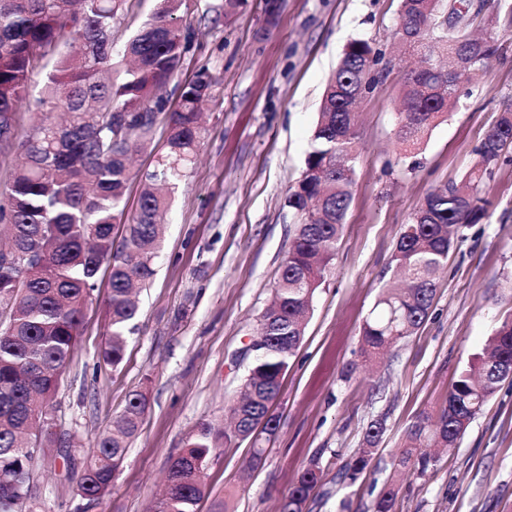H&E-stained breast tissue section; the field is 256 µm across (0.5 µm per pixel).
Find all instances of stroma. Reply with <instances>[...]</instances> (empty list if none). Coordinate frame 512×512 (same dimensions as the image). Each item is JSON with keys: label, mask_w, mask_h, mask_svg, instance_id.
Returning <instances> with one entry per match:
<instances>
[{"label": "stroma", "mask_w": 512, "mask_h": 512, "mask_svg": "<svg viewBox=\"0 0 512 512\" xmlns=\"http://www.w3.org/2000/svg\"><path fill=\"white\" fill-rule=\"evenodd\" d=\"M399 0H283L264 31L263 0L226 12L224 0H182L191 39L181 77L200 66L214 77L203 106L201 149L174 191L156 273L139 294L140 313L119 368L100 361L107 339V280L83 310L73 359L57 391V430L82 439L54 448L36 473L45 512H149L171 461L205 422L221 424L246 373L236 354L256 336L297 218L285 203L311 149L324 86L347 43L369 41L390 69L359 104L353 199L333 266L313 299L304 339L272 412L278 431L250 467L249 442L210 466L211 498L233 512H276L298 473L323 471L305 512H369L420 412L437 413L460 369L512 311V150L488 181L483 223L464 232L440 272L429 316L380 359L368 360L360 329L393 274L404 224L430 189L460 180L473 150L512 103V32L491 34L499 50L461 84L457 105L435 122L413 157L397 131V102L413 59L395 57L390 34ZM149 405L110 493L93 506L74 474L85 442L109 428L129 394ZM383 434L367 469L343 479L368 425ZM395 512H512V383H502L459 446L424 476L401 481Z\"/></svg>", "instance_id": "1"}]
</instances>
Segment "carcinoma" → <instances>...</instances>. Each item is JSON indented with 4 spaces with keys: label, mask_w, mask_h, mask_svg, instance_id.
Returning a JSON list of instances; mask_svg holds the SVG:
<instances>
[{
    "label": "carcinoma",
    "mask_w": 512,
    "mask_h": 512,
    "mask_svg": "<svg viewBox=\"0 0 512 512\" xmlns=\"http://www.w3.org/2000/svg\"><path fill=\"white\" fill-rule=\"evenodd\" d=\"M182 0L135 22L132 0H0V136L20 163L0 191V234L19 254L43 258L19 285L0 263V512H42L35 484L39 454L68 448L57 434L56 393L75 351L84 305L109 269L108 339L102 360L114 368L125 357L127 336L138 315L133 290L154 274L160 249L158 218L167 189L181 177L204 139L200 106L212 97L213 79L201 66L180 88L175 108L159 90L175 81L191 49L177 16ZM471 0H401L392 33L396 49L424 54L425 65L403 84L398 137L416 143L456 106L458 79L497 51L488 39L469 35ZM119 17L135 24L120 54L112 32ZM491 27L512 28V0H494ZM382 54L355 39L329 78L302 176L286 203L298 223L282 261L271 305L259 320V355L228 406L232 426L209 423L172 462L165 493L154 512H197L209 493L208 469L221 448L275 435L270 413L282 379L305 336L316 290L332 267L353 197L358 136L355 108L384 74ZM46 72L44 90L21 111L34 74ZM167 119L166 160L144 173L138 208L115 244L125 214L133 154L153 142L155 117ZM512 149V107L475 149L476 160L459 181L437 185L400 234L392 264L407 286L382 291L361 329L365 350L376 354L412 335L428 318L437 273L465 228L488 216L485 196L502 156ZM512 371V315L505 317L483 353L468 361L448 389L436 421L420 414L409 424L402 448L390 455L391 479L373 501V512H394L402 474L422 476L434 458L424 448H454ZM148 405L145 392L130 394L112 428L94 436L91 455L77 478L81 498L93 503L111 489ZM383 431L366 429L360 457L345 473L354 482L365 471ZM321 470H303L283 496L280 512H303Z\"/></svg>",
    "instance_id": "obj_1"
}]
</instances>
